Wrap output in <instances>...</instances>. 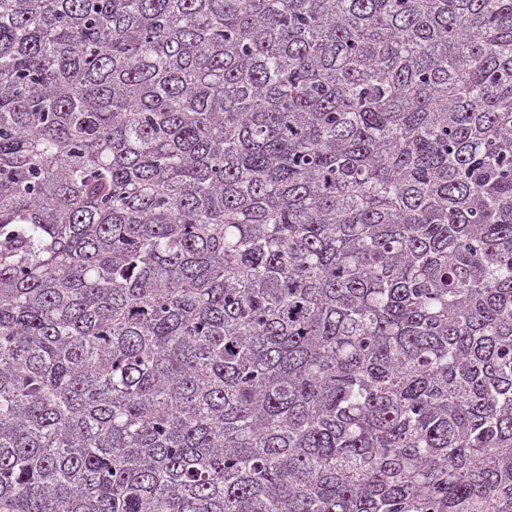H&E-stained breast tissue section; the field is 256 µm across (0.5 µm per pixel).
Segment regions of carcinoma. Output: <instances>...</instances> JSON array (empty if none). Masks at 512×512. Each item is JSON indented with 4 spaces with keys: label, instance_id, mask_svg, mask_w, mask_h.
I'll return each mask as SVG.
<instances>
[{
    "label": "carcinoma",
    "instance_id": "1",
    "mask_svg": "<svg viewBox=\"0 0 512 512\" xmlns=\"http://www.w3.org/2000/svg\"><path fill=\"white\" fill-rule=\"evenodd\" d=\"M0 512H512V0H0Z\"/></svg>",
    "mask_w": 512,
    "mask_h": 512
}]
</instances>
